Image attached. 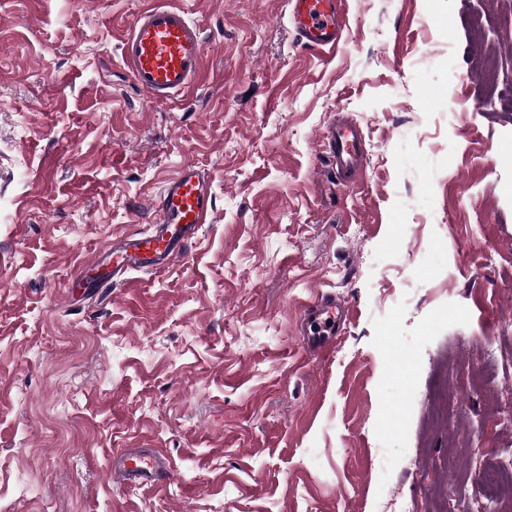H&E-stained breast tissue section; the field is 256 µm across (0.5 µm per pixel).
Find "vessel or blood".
<instances>
[{"instance_id":"obj_1","label":"vessel or blood","mask_w":512,"mask_h":512,"mask_svg":"<svg viewBox=\"0 0 512 512\" xmlns=\"http://www.w3.org/2000/svg\"><path fill=\"white\" fill-rule=\"evenodd\" d=\"M284 16L297 41L308 50L331 53L346 38V0H284ZM121 59L134 86L147 100L168 104L204 78V41L188 11L170 0H147L133 19L121 46ZM327 154L337 184L355 185L367 163V149L360 126L341 118L327 131ZM213 192L209 181L188 164L168 180L157 197L151 231L113 238L93 259L79 264L72 281L98 271L96 288L106 291L127 284L131 274L161 273L184 260L188 247L212 214ZM343 314L331 294H321L303 306L301 333L308 344L324 350L341 331ZM162 454L135 450L112 460V478L124 486H153L171 470Z\"/></svg>"}]
</instances>
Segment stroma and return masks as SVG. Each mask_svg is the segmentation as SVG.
Listing matches in <instances>:
<instances>
[{
	"label": "stroma",
	"instance_id": "obj_1",
	"mask_svg": "<svg viewBox=\"0 0 512 512\" xmlns=\"http://www.w3.org/2000/svg\"><path fill=\"white\" fill-rule=\"evenodd\" d=\"M142 2L0 0V512H512L482 481L512 462V0H349L333 55L281 0H178L206 79L164 105L119 62ZM186 164L216 209L185 260L69 291ZM321 292L348 320L318 354ZM127 448L169 480L114 483ZM327 154L337 184L354 186L367 163V149L360 126L348 118L332 122L327 131ZM343 314L333 294H321L303 306L301 336L317 350L333 345L343 325Z\"/></svg>",
	"mask_w": 512,
	"mask_h": 512
}]
</instances>
